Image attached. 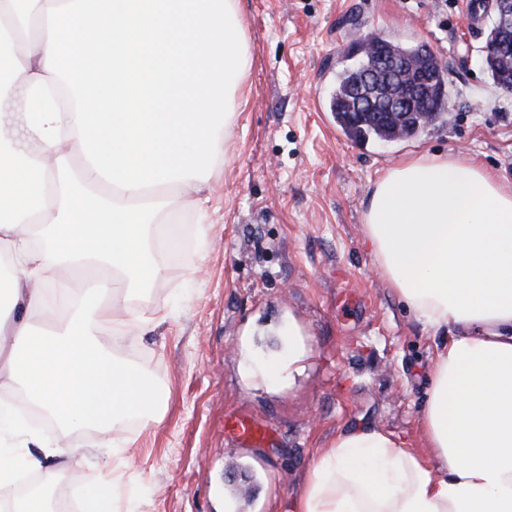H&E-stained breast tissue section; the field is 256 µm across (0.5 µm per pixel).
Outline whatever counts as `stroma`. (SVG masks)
Here are the masks:
<instances>
[{"mask_svg": "<svg viewBox=\"0 0 512 512\" xmlns=\"http://www.w3.org/2000/svg\"><path fill=\"white\" fill-rule=\"evenodd\" d=\"M242 0L252 68L226 159L203 190L205 242L147 291L115 297L143 331L101 345L169 395L161 421H122L128 466L104 471L114 512H289L320 448L372 426L426 453L420 428L441 334L388 288L365 239L374 182L413 154L482 162L512 186V91L483 59L491 0ZM375 32L448 64L454 119L358 142L329 109L339 53ZM265 432L239 443L226 415ZM47 437L94 467L93 425Z\"/></svg>", "mask_w": 512, "mask_h": 512, "instance_id": "stroma-1", "label": "stroma"}]
</instances>
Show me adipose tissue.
I'll return each instance as SVG.
<instances>
[{
	"label": "adipose tissue",
	"instance_id": "1",
	"mask_svg": "<svg viewBox=\"0 0 512 512\" xmlns=\"http://www.w3.org/2000/svg\"><path fill=\"white\" fill-rule=\"evenodd\" d=\"M240 0H0V257L16 274L0 301L16 355L0 388L24 381L58 422L105 429L150 418L163 393L98 343L140 316H116L112 286L162 278L155 225L178 205L207 216L202 187L223 156L250 74ZM389 287L445 331L420 427L427 454L375 427L337 434L291 512H512V188L486 166L422 153L388 168L365 214ZM83 286H76L75 277ZM0 415V498L15 468L69 455Z\"/></svg>",
	"mask_w": 512,
	"mask_h": 512
}]
</instances>
